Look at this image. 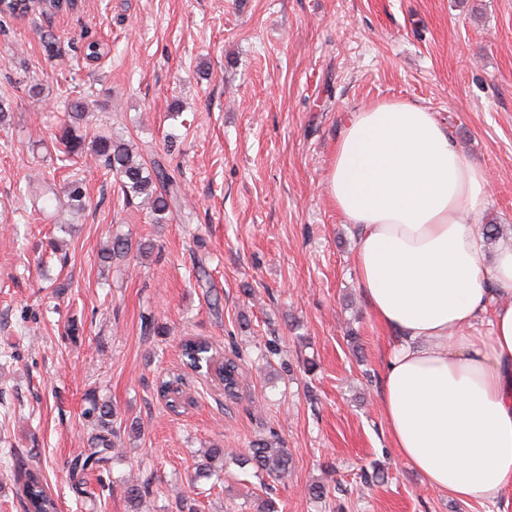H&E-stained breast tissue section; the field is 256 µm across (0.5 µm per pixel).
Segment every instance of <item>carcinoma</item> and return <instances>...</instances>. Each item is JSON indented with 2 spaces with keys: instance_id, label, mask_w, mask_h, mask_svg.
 Returning <instances> with one entry per match:
<instances>
[{
  "instance_id": "carcinoma-1",
  "label": "carcinoma",
  "mask_w": 512,
  "mask_h": 512,
  "mask_svg": "<svg viewBox=\"0 0 512 512\" xmlns=\"http://www.w3.org/2000/svg\"><path fill=\"white\" fill-rule=\"evenodd\" d=\"M62 8H67V5L53 3L51 0H45L43 3L21 0L12 6L5 5L4 14L24 15L35 10L51 13ZM64 116L58 138L63 145L62 154L65 159L73 160L87 155L93 157L106 172L116 174L124 195L142 199V203L150 209L155 223H165L168 220L170 205L177 203V193L170 189L172 180L164 166L158 162L147 165L127 143L114 138L109 131H99L90 138L79 133L80 124L87 118L86 105L82 98H74L70 103V111L64 113ZM87 145L90 146L88 151L85 150ZM22 192L37 206V211L42 213L61 205L78 212L85 208L86 191L79 179L60 188L55 178L43 174L25 183ZM181 348L185 359L184 365L187 368L195 367L198 362L204 366L212 365L209 378L213 385L222 389L224 396L229 399L237 396L241 375L239 354L226 356L210 342L200 338L185 339ZM185 388L186 374L183 372L170 374L159 385L160 392L167 397V403L174 411L190 401ZM88 414L95 417L97 433L91 437V448L88 452L71 461L70 470L76 475L99 471L106 467L112 453V437L116 434L112 426L113 412L108 405L95 402L89 408ZM223 459L224 449H207L204 461L191 476V484L195 485L202 479L209 480L214 476H220ZM239 462L240 465L252 469L255 476L273 480H281L288 476L291 465L288 449L275 447L270 442L254 444L243 454ZM15 485L16 498L23 512H59L58 503L49 492L48 484L40 470L21 465L16 469Z\"/></svg>"
}]
</instances>
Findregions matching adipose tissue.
Instances as JSON below:
<instances>
[{"label": "adipose tissue", "instance_id": "ef3b65f1", "mask_svg": "<svg viewBox=\"0 0 512 512\" xmlns=\"http://www.w3.org/2000/svg\"><path fill=\"white\" fill-rule=\"evenodd\" d=\"M489 176L424 107L356 113L327 193L360 229L355 268L390 333L380 407L426 486L484 505L512 489V247L482 262Z\"/></svg>", "mask_w": 512, "mask_h": 512}]
</instances>
